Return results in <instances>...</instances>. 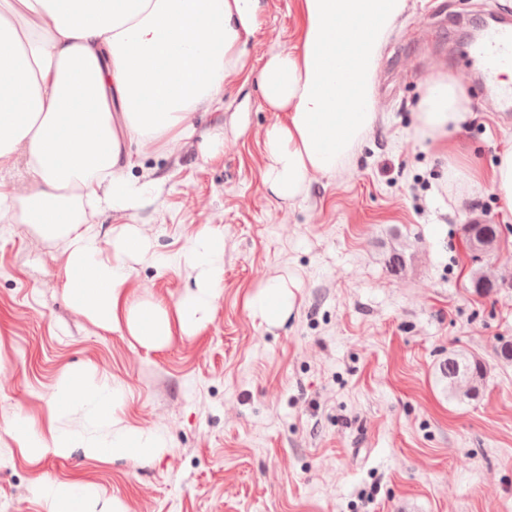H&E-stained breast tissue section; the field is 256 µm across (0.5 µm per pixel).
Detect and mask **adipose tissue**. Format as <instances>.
<instances>
[{
    "label": "adipose tissue",
    "instance_id": "obj_1",
    "mask_svg": "<svg viewBox=\"0 0 512 512\" xmlns=\"http://www.w3.org/2000/svg\"><path fill=\"white\" fill-rule=\"evenodd\" d=\"M405 7L406 0H298V44L272 54L257 77L265 105L287 115L267 132L263 183L272 195L296 199L313 175L334 172L361 143L375 120L381 51ZM262 14V0H0V172L19 167L27 179L20 191L0 179V223L64 239L63 286L74 307L143 348L161 349L174 331L190 334L209 321L223 281L224 235L204 228L177 255L195 278L170 311L128 288L147 244L127 228L98 243L86 214L133 216L150 201L157 182L132 176L136 151L195 135L194 112L221 102L226 84L245 71ZM466 118L463 89L440 76L425 87L416 132L447 150ZM292 305L280 279L248 300L270 324L282 323ZM124 399L122 383L72 370L56 384L46 424L20 416L7 433L31 462L77 449L102 463L159 456L161 432L117 419ZM76 407L83 427H62ZM35 492L50 512H125L117 501L100 507L89 482L39 480Z\"/></svg>",
    "mask_w": 512,
    "mask_h": 512
}]
</instances>
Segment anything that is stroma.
Listing matches in <instances>:
<instances>
[{
	"label": "stroma",
	"mask_w": 512,
	"mask_h": 512,
	"mask_svg": "<svg viewBox=\"0 0 512 512\" xmlns=\"http://www.w3.org/2000/svg\"><path fill=\"white\" fill-rule=\"evenodd\" d=\"M248 62L297 44L296 0H264ZM511 15L512 0H406L373 84L376 118L350 162L315 175L284 201L264 187L268 110L256 80H234L223 105L195 115L197 135L148 152L133 176L160 179L136 218L95 216L98 241L134 224L156 255L135 265L138 297L174 309L193 273L171 258L207 225L224 233V280L211 320L148 351L78 312L62 288L63 241L12 225L0 235V512H49L36 478L90 481L128 512H512V365L494 348L512 339V212L491 185L453 177L486 170L512 145V111L464 80L465 24ZM460 81L467 119L455 158L417 136L416 112L437 75ZM224 149L206 154L213 128ZM497 224L500 248L481 265L504 288L481 298L463 225ZM411 245L405 270L385 258ZM293 277L281 324L246 307L257 286ZM465 349L483 360L481 397L449 399L439 365ZM87 368L126 389L117 415L155 428L153 460L100 465L75 451L32 464L5 426L43 423L58 378Z\"/></svg>",
	"instance_id": "stroma-1"
}]
</instances>
